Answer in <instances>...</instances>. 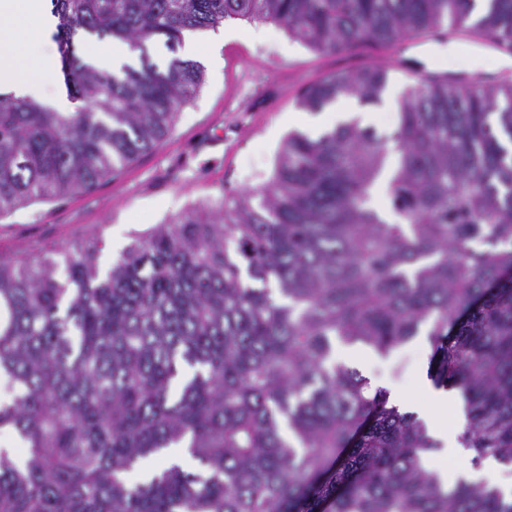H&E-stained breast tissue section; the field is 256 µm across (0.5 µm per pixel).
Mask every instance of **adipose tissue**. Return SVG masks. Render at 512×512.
Returning a JSON list of instances; mask_svg holds the SVG:
<instances>
[{
    "instance_id": "ef3b65f1",
    "label": "adipose tissue",
    "mask_w": 512,
    "mask_h": 512,
    "mask_svg": "<svg viewBox=\"0 0 512 512\" xmlns=\"http://www.w3.org/2000/svg\"><path fill=\"white\" fill-rule=\"evenodd\" d=\"M57 20L49 0H0V93L44 100L45 77L55 75L53 35ZM444 489L458 484L485 483L512 499V467L489 457L480 465L455 471L437 467Z\"/></svg>"
}]
</instances>
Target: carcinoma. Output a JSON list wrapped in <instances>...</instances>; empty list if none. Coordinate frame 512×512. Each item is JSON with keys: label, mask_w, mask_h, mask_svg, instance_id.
I'll return each mask as SVG.
<instances>
[{"label": "carcinoma", "mask_w": 512, "mask_h": 512, "mask_svg": "<svg viewBox=\"0 0 512 512\" xmlns=\"http://www.w3.org/2000/svg\"><path fill=\"white\" fill-rule=\"evenodd\" d=\"M76 112L0 94V217L94 190L151 150L204 82L183 32L273 22L321 53L446 23L512 46V0H51ZM139 52L117 76L74 37ZM382 64L327 77L308 112L381 102ZM398 124L293 132L253 203L194 207L110 265L98 241L0 259V512H512L482 484L443 490L439 443L388 405L338 342L379 354L428 327V376L467 405L473 464H512V82L421 79ZM386 183L390 211L374 206ZM275 282L281 302L270 297ZM187 444L198 467L126 475Z\"/></svg>", "instance_id": "carcinoma-1"}]
</instances>
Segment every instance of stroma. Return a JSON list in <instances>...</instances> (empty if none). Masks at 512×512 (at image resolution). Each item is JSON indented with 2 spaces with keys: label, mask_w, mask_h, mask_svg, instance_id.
<instances>
[{
  "label": "stroma",
  "mask_w": 512,
  "mask_h": 512,
  "mask_svg": "<svg viewBox=\"0 0 512 512\" xmlns=\"http://www.w3.org/2000/svg\"><path fill=\"white\" fill-rule=\"evenodd\" d=\"M240 38L225 41L218 67H205L198 95L177 114L169 135L151 151L115 171L92 191L35 202L0 217V258L33 257L61 245L98 238L99 264L108 268L135 239L176 219L194 205H210L243 189L263 191L276 167L268 134L312 83L373 63L389 66L388 92H401L414 75L452 74L456 68L436 47L455 45L460 56L482 54L481 73L505 80L497 48L470 37L449 40L446 31L378 48L320 53L289 38L276 24L234 19ZM431 347L419 335L387 355L362 345H340L336 356L363 375L381 379L440 426L453 427L452 411H438L419 389Z\"/></svg>",
  "instance_id": "1"
}]
</instances>
